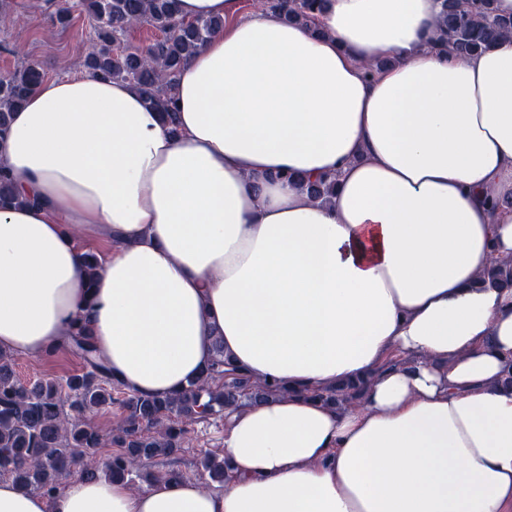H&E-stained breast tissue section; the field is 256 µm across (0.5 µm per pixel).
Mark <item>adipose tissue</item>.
<instances>
[{
  "instance_id": "adipose-tissue-1",
  "label": "adipose tissue",
  "mask_w": 512,
  "mask_h": 512,
  "mask_svg": "<svg viewBox=\"0 0 512 512\" xmlns=\"http://www.w3.org/2000/svg\"><path fill=\"white\" fill-rule=\"evenodd\" d=\"M238 11L179 0L227 25L183 64L175 125L88 74L14 112L0 350L46 354L83 315L131 392H179L220 341L288 394L226 412L223 489L1 478L0 512H512V289L477 281L512 257V35L436 51L442 0H327L312 27ZM286 174L334 176L330 200ZM362 378L357 404L308 396Z\"/></svg>"
}]
</instances>
